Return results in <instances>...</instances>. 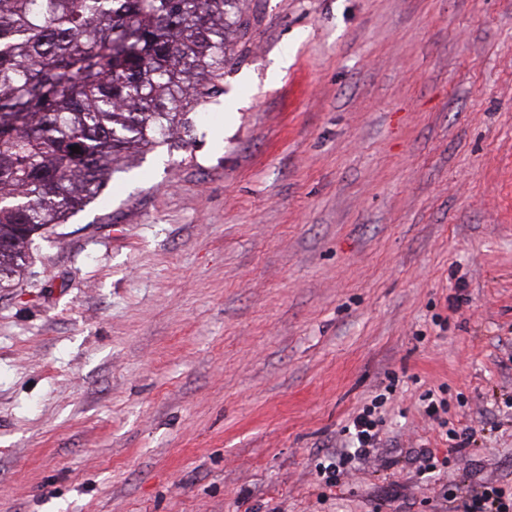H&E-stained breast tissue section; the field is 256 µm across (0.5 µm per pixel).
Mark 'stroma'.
<instances>
[{
  "mask_svg": "<svg viewBox=\"0 0 512 512\" xmlns=\"http://www.w3.org/2000/svg\"><path fill=\"white\" fill-rule=\"evenodd\" d=\"M240 8L192 132L115 164L0 288V512L512 493V0ZM378 395L382 448L319 483Z\"/></svg>",
  "mask_w": 512,
  "mask_h": 512,
  "instance_id": "1",
  "label": "stroma"
}]
</instances>
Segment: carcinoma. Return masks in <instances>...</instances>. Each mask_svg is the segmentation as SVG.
<instances>
[{"label":"carcinoma","mask_w":512,"mask_h":512,"mask_svg":"<svg viewBox=\"0 0 512 512\" xmlns=\"http://www.w3.org/2000/svg\"><path fill=\"white\" fill-rule=\"evenodd\" d=\"M240 0H0V288L118 157L189 131ZM79 146V152L71 150Z\"/></svg>","instance_id":"carcinoma-1"}]
</instances>
